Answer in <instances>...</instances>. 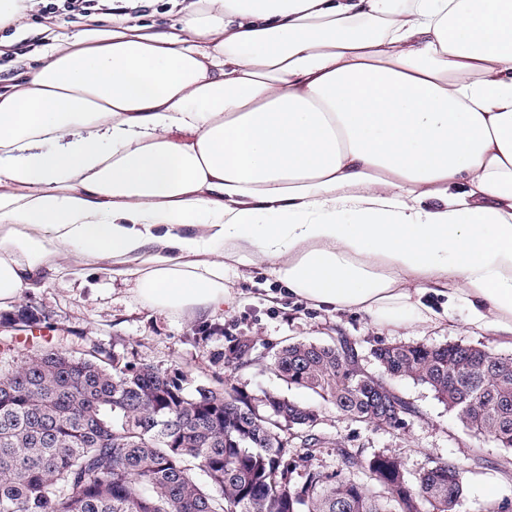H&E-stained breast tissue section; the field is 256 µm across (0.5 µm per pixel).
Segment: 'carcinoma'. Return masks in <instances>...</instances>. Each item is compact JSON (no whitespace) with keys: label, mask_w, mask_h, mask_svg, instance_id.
<instances>
[{"label":"carcinoma","mask_w":512,"mask_h":512,"mask_svg":"<svg viewBox=\"0 0 512 512\" xmlns=\"http://www.w3.org/2000/svg\"><path fill=\"white\" fill-rule=\"evenodd\" d=\"M42 319L23 310L1 340ZM253 346L227 363L251 360ZM379 372L366 375L359 351L340 340L282 347L273 368L358 422L419 415L391 379L428 386L475 437L512 450V357L463 342L383 345ZM233 386H199L148 364L129 365L84 336L31 346L16 366L0 365V512H457L466 486L437 464L410 480L389 454L361 460L337 448L363 481L308 461L322 443L317 412L270 394L264 408ZM293 431L285 436V429ZM306 450L302 480L290 440Z\"/></svg>","instance_id":"carcinoma-1"}]
</instances>
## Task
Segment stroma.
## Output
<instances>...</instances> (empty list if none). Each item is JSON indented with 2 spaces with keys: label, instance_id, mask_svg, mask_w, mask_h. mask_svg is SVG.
I'll list each match as a JSON object with an SVG mask.
<instances>
[{
  "label": "stroma",
  "instance_id": "obj_1",
  "mask_svg": "<svg viewBox=\"0 0 512 512\" xmlns=\"http://www.w3.org/2000/svg\"><path fill=\"white\" fill-rule=\"evenodd\" d=\"M124 16L136 24L171 30L183 8V0H125ZM86 17H62L37 6L22 33L0 31V76L7 78L24 69L30 59L50 42L47 31L64 24L67 30L84 28ZM225 285L233 298L231 306L213 317L162 315L148 307L131 284L112 278L102 269L68 265L47 271L37 288L20 301L45 318L46 326L25 332L11 346H0V361L19 364L35 344L52 345L58 334L86 336L99 341L131 363L147 362L161 370L183 376L188 389L224 382L260 397L274 393L290 400L315 404L319 430L325 439L316 449L312 466L332 473L345 469L336 452L345 446L360 459L378 453L395 454L404 463L407 477H414L435 463L458 466L466 483V496L459 512H477L479 504L491 500L501 512H512V480L498 471L512 454L495 443L471 435L455 414L438 402L433 392L409 379L394 380V387L420 409V417L405 418L397 428L375 427L341 416L332 405L316 402L306 390L287 385L271 365L281 346L296 340L323 342L342 335L353 340L370 372L378 366L370 355L381 344L420 343L445 345L465 341L512 353V346L499 345L495 337L476 331L458 308L453 321L438 324L415 322L407 326L376 325L360 315L339 314L314 308L288 297L276 279L257 267H238L225 274ZM256 344L259 356L233 369L224 354L240 341ZM486 459V466L473 462Z\"/></svg>",
  "mask_w": 512,
  "mask_h": 512
}]
</instances>
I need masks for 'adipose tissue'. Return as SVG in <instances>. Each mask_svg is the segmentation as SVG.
Listing matches in <instances>:
<instances>
[{"mask_svg": "<svg viewBox=\"0 0 512 512\" xmlns=\"http://www.w3.org/2000/svg\"><path fill=\"white\" fill-rule=\"evenodd\" d=\"M0 87V309L72 258L161 314L224 272L512 343V0H193L115 15Z\"/></svg>", "mask_w": 512, "mask_h": 512, "instance_id": "1", "label": "adipose tissue"}]
</instances>
